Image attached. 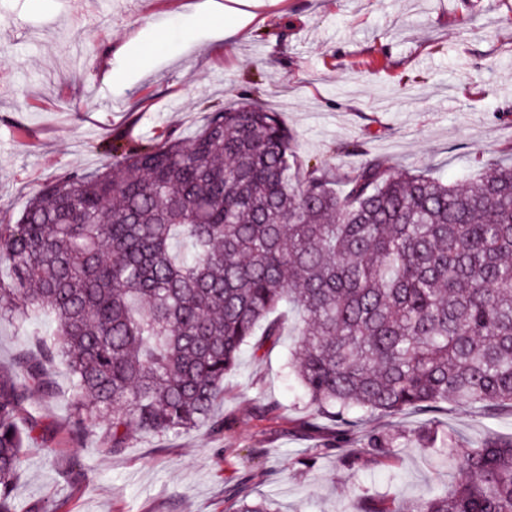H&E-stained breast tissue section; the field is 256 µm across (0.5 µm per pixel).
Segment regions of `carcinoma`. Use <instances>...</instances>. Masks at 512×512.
I'll return each instance as SVG.
<instances>
[{"mask_svg": "<svg viewBox=\"0 0 512 512\" xmlns=\"http://www.w3.org/2000/svg\"><path fill=\"white\" fill-rule=\"evenodd\" d=\"M246 100L209 113L190 139L114 143L111 162L62 174L0 224V319L39 337L38 358L0 371V512L14 490L35 387L71 379L77 432L133 435L204 426L244 347L275 346L278 309L298 315L288 373L305 407L354 443L358 415L397 417L450 400L512 409V158L444 183L368 158L345 173L291 147ZM396 433L367 446L396 459ZM461 481L357 512H512V436L454 459ZM232 512H280L230 491Z\"/></svg>", "mask_w": 512, "mask_h": 512, "instance_id": "carcinoma-1", "label": "carcinoma"}]
</instances>
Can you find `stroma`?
Segmentation results:
<instances>
[{"label":"stroma","instance_id":"35a3bbf8","mask_svg":"<svg viewBox=\"0 0 512 512\" xmlns=\"http://www.w3.org/2000/svg\"><path fill=\"white\" fill-rule=\"evenodd\" d=\"M205 0H0V222L32 192L108 162L114 139L188 137L209 111L247 97L278 112L303 157L345 171L377 157L453 183L512 150V0H256L236 32L200 21ZM262 357L245 352L203 427L132 441L119 453L72 427L66 373L55 397L29 393L40 425L23 450L19 512H226L247 483L284 512H354L361 494L408 501L459 480L452 453L512 411L448 402L432 412L358 420V439L399 430L396 460L333 447L289 376L294 314ZM277 412L265 414L267 405Z\"/></svg>","mask_w":512,"mask_h":512}]
</instances>
